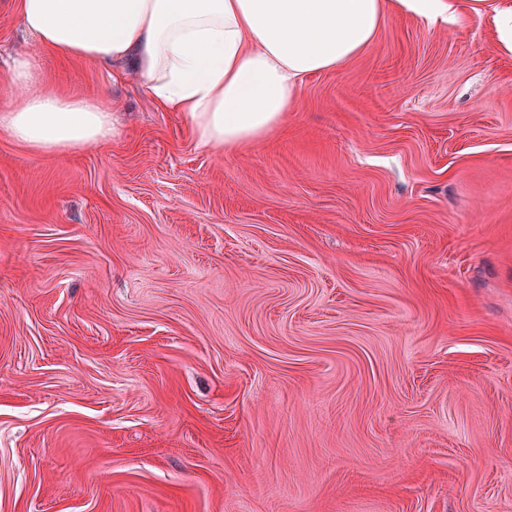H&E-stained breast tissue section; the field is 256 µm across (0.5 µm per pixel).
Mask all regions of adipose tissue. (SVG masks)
<instances>
[{
	"instance_id": "obj_1",
	"label": "adipose tissue",
	"mask_w": 512,
	"mask_h": 512,
	"mask_svg": "<svg viewBox=\"0 0 512 512\" xmlns=\"http://www.w3.org/2000/svg\"><path fill=\"white\" fill-rule=\"evenodd\" d=\"M47 52L122 63L158 108L182 113L199 146L261 142L300 104V84L362 54L384 22L409 14L435 28L491 9L499 49L512 53V0H13ZM20 102L0 107V132L37 154L63 155L112 134L108 106L64 94L32 58H13Z\"/></svg>"
}]
</instances>
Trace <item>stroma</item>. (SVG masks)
<instances>
[{"mask_svg":"<svg viewBox=\"0 0 512 512\" xmlns=\"http://www.w3.org/2000/svg\"><path fill=\"white\" fill-rule=\"evenodd\" d=\"M69 154L0 135V512H512V55L388 19L260 143L128 69Z\"/></svg>","mask_w":512,"mask_h":512,"instance_id":"1","label":"stroma"}]
</instances>
